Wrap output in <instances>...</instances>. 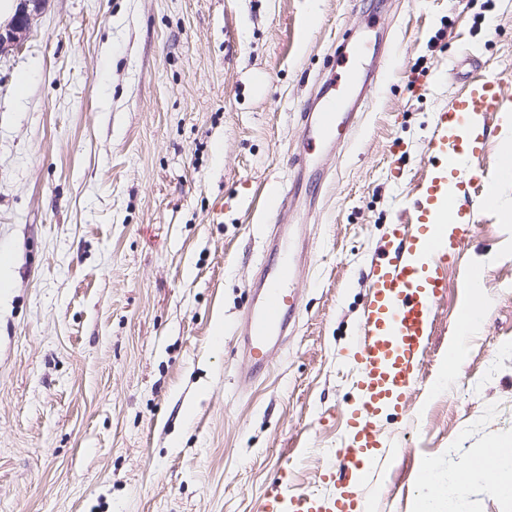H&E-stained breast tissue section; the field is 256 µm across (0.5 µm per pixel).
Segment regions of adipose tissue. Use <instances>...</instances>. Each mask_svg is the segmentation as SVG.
<instances>
[{"instance_id":"ef3b65f1","label":"adipose tissue","mask_w":512,"mask_h":512,"mask_svg":"<svg viewBox=\"0 0 512 512\" xmlns=\"http://www.w3.org/2000/svg\"><path fill=\"white\" fill-rule=\"evenodd\" d=\"M471 317L467 325H454L453 339L448 346V364L458 371L464 360L463 339L467 330L475 329L486 312V302L479 282L470 286ZM493 474L492 492L499 498L512 500V445L474 449L468 470L448 478L436 477L418 500L416 512H462L459 492L474 478Z\"/></svg>"}]
</instances>
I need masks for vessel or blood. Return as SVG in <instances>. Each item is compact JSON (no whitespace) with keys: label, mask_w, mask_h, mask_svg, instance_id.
I'll use <instances>...</instances> for the list:
<instances>
[{"label":"vessel or blood","mask_w":512,"mask_h":512,"mask_svg":"<svg viewBox=\"0 0 512 512\" xmlns=\"http://www.w3.org/2000/svg\"><path fill=\"white\" fill-rule=\"evenodd\" d=\"M343 92V81L331 78L318 85L311 103L303 104L304 142L336 145L353 139L357 124L354 113L342 110ZM511 99L502 80L489 78L472 82L440 110L429 144L434 162L421 184L413 219L392 226L372 262L368 300L352 349L356 400L349 431L335 466L323 474L333 489L317 494L284 486L267 498L261 512H362L361 486L383 446V417L407 405L420 379L450 258L473 228L471 196L490 185L477 167L486 147V118ZM306 164V155L292 157L293 177L273 195L270 213L291 208ZM289 248L287 225H268L254 296L239 324L248 380L269 370L301 312L302 297L291 286L296 269L288 260Z\"/></svg>","instance_id":"vessel-or-blood-1"}]
</instances>
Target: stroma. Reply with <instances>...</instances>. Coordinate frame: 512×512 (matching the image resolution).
Returning a JSON list of instances; mask_svg holds the SVG:
<instances>
[{
  "label": "stroma",
  "mask_w": 512,
  "mask_h": 512,
  "mask_svg": "<svg viewBox=\"0 0 512 512\" xmlns=\"http://www.w3.org/2000/svg\"><path fill=\"white\" fill-rule=\"evenodd\" d=\"M352 41L359 131L281 217L310 241L291 254L303 307L247 380L262 195L287 183L301 105ZM470 74L512 94V0H47L0 55V512H258L281 484L324 490L371 260L409 221L437 114ZM488 134L497 200L473 199L370 512H414L426 463L451 476L512 441V137L498 115ZM476 273L488 309L442 387Z\"/></svg>",
  "instance_id": "stroma-1"
}]
</instances>
